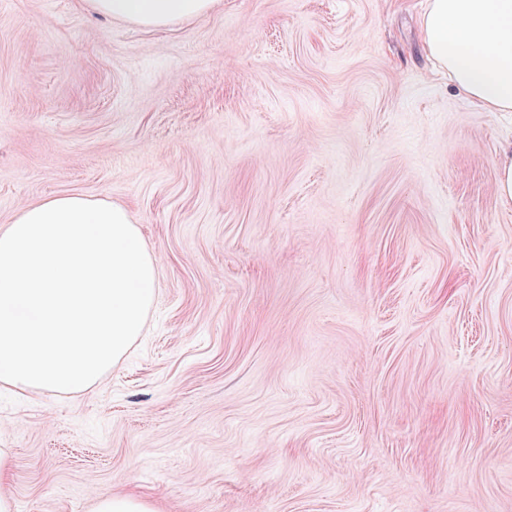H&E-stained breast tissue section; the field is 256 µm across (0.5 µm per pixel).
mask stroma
Instances as JSON below:
<instances>
[{
	"mask_svg": "<svg viewBox=\"0 0 512 512\" xmlns=\"http://www.w3.org/2000/svg\"><path fill=\"white\" fill-rule=\"evenodd\" d=\"M427 4L0 0V229L105 197L158 261L104 382L0 388L13 512H512V112L434 70ZM89 3L93 10L112 19L159 28L200 17L214 7L216 0H90ZM495 190L503 201H512V143L503 147L498 160ZM91 512H159L149 501L133 493L98 496Z\"/></svg>",
	"mask_w": 512,
	"mask_h": 512,
	"instance_id": "obj_1",
	"label": "stroma"
}]
</instances>
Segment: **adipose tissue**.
<instances>
[{
    "label": "adipose tissue",
    "mask_w": 512,
    "mask_h": 512,
    "mask_svg": "<svg viewBox=\"0 0 512 512\" xmlns=\"http://www.w3.org/2000/svg\"><path fill=\"white\" fill-rule=\"evenodd\" d=\"M216 0H90L101 15L159 28ZM427 49L484 108L512 112V0H429ZM157 258L130 211L60 194L20 209L0 231V386L76 394L100 385L141 336Z\"/></svg>",
    "instance_id": "ef3b65f1"
}]
</instances>
